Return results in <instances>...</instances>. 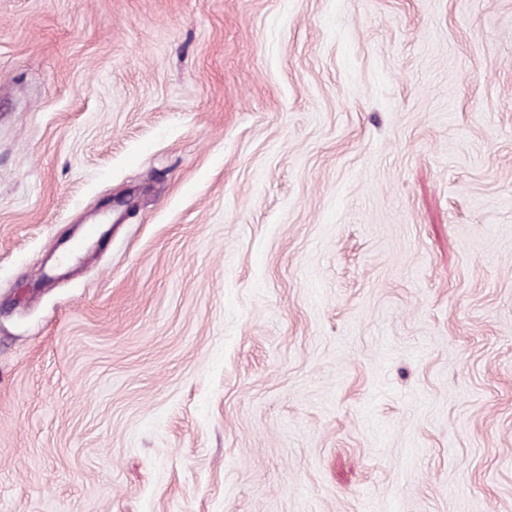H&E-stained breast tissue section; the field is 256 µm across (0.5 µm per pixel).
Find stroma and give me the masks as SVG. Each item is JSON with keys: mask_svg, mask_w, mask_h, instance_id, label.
<instances>
[{"mask_svg": "<svg viewBox=\"0 0 512 512\" xmlns=\"http://www.w3.org/2000/svg\"><path fill=\"white\" fill-rule=\"evenodd\" d=\"M0 512H512V0H0Z\"/></svg>", "mask_w": 512, "mask_h": 512, "instance_id": "stroma-1", "label": "stroma"}]
</instances>
